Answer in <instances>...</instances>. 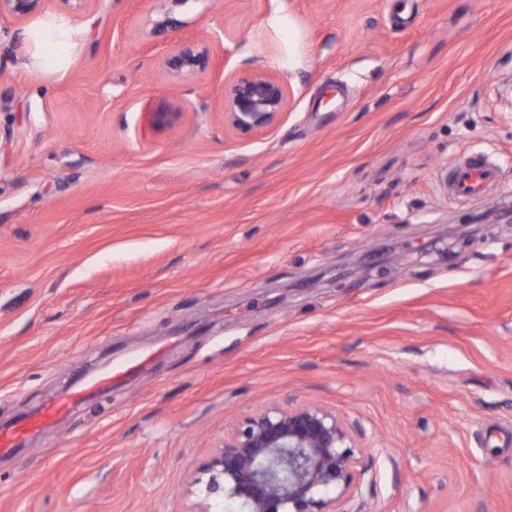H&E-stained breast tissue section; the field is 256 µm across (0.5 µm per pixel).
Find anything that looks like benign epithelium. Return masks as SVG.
I'll return each mask as SVG.
<instances>
[{
  "instance_id": "7a95c632",
  "label": "benign epithelium",
  "mask_w": 512,
  "mask_h": 512,
  "mask_svg": "<svg viewBox=\"0 0 512 512\" xmlns=\"http://www.w3.org/2000/svg\"><path fill=\"white\" fill-rule=\"evenodd\" d=\"M41 3L0 0V15L24 20ZM173 23L167 0H155L149 34ZM163 64L171 76L183 78L209 70L212 56L208 48L188 44ZM287 104L286 87L265 72L224 82V126L238 133L269 128ZM185 115L180 103L165 100L150 105L145 118L161 130L179 126ZM357 464L351 431L336 412L290 401L263 407L225 434L223 445L194 475L195 512H211L215 501L226 498L241 512H342L338 505L356 486Z\"/></svg>"
}]
</instances>
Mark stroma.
<instances>
[{
    "mask_svg": "<svg viewBox=\"0 0 512 512\" xmlns=\"http://www.w3.org/2000/svg\"><path fill=\"white\" fill-rule=\"evenodd\" d=\"M169 8L150 39L147 0L0 16V423L147 361L0 456V512H191L225 428L289 400L348 424L345 512H512V219L474 227L512 203V0ZM191 43L220 65L174 79ZM253 70L288 106L242 135L224 80ZM473 153L501 180L453 199ZM186 114L180 103L165 100L150 104L145 118L147 124L155 130L173 129L184 121Z\"/></svg>",
    "mask_w": 512,
    "mask_h": 512,
    "instance_id": "stroma-1",
    "label": "stroma"
}]
</instances>
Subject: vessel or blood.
<instances>
[{
  "instance_id": "vessel-or-blood-1",
  "label": "vessel or blood",
  "mask_w": 512,
  "mask_h": 512,
  "mask_svg": "<svg viewBox=\"0 0 512 512\" xmlns=\"http://www.w3.org/2000/svg\"><path fill=\"white\" fill-rule=\"evenodd\" d=\"M500 179L497 165L484 156L470 155L452 165L448 178V193L462 200L482 198L487 189ZM134 363L118 364L96 376H82L76 379L68 394L43 406L36 413L9 424L0 425V454L10 452L29 436L43 428L57 424L69 409L90 395L111 388L114 381L134 370Z\"/></svg>"
}]
</instances>
